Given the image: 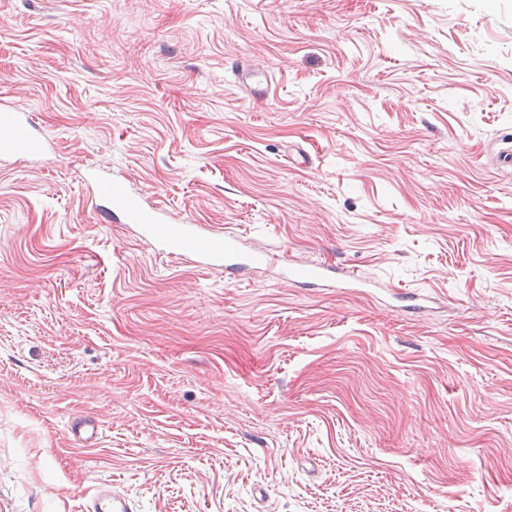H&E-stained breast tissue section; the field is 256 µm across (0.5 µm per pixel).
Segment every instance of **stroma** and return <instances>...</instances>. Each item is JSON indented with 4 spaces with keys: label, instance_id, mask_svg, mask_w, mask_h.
Segmentation results:
<instances>
[{
    "label": "stroma",
    "instance_id": "stroma-1",
    "mask_svg": "<svg viewBox=\"0 0 512 512\" xmlns=\"http://www.w3.org/2000/svg\"><path fill=\"white\" fill-rule=\"evenodd\" d=\"M0 21V102L51 144L0 160V512L105 483L135 512H512V0ZM89 169L363 284L170 257L102 220Z\"/></svg>",
    "mask_w": 512,
    "mask_h": 512
}]
</instances>
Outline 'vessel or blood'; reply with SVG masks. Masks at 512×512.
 <instances>
[{
	"instance_id": "obj_1",
	"label": "vessel or blood",
	"mask_w": 512,
	"mask_h": 512,
	"mask_svg": "<svg viewBox=\"0 0 512 512\" xmlns=\"http://www.w3.org/2000/svg\"><path fill=\"white\" fill-rule=\"evenodd\" d=\"M47 152L46 140L37 134L32 116L18 107L1 104L0 157H41ZM88 180L90 196L101 201L100 213L108 222L136 225L144 238L169 256L192 258L205 266L232 271L268 261L265 254L243 252L238 238L223 227L196 224L186 218H166L159 208L143 204L124 180L94 174ZM335 270V265L328 262L303 268L287 259L282 262L284 279L309 284L325 279ZM91 512H133V509L126 497L103 488L97 492Z\"/></svg>"
}]
</instances>
